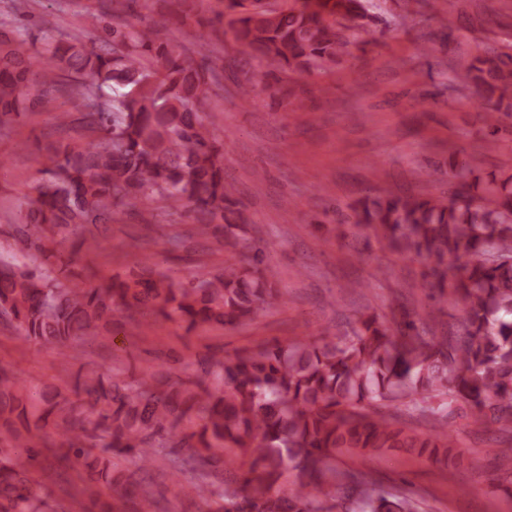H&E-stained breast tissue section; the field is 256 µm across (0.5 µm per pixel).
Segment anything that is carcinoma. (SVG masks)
Masks as SVG:
<instances>
[{
  "label": "carcinoma",
  "mask_w": 512,
  "mask_h": 512,
  "mask_svg": "<svg viewBox=\"0 0 512 512\" xmlns=\"http://www.w3.org/2000/svg\"><path fill=\"white\" fill-rule=\"evenodd\" d=\"M167 2L182 23L210 21L199 0ZM111 4L100 0L101 11L87 17L104 41L98 48L80 36L39 46L30 34L0 40L1 133L60 98L78 113H59L47 180L10 225L9 247L34 264L0 256V324L27 343L66 347L109 332L118 312L233 328L286 301L246 236L236 189L224 182V144L201 112L215 85L212 51L201 45L199 59L186 56L165 25L114 26L103 20ZM215 16L242 47L239 64L262 67L240 86L246 103L276 70L330 69L348 44L343 29L365 32L371 19L363 0H224ZM448 81L477 88L489 135L512 115V56L465 57ZM75 122L84 143L68 136ZM446 175L459 186L450 198L360 196L350 227L426 262L430 288L464 305L447 334L436 335L432 310L402 306L389 320L359 313L343 332L274 340L230 361L203 358L186 382L88 371L70 396L21 387L1 368L0 433L8 442L0 446V512H57L36 491L42 461L32 445L50 424L66 436L58 452L81 461L79 493L94 502L104 489L137 493L153 441L167 436L192 449V492L223 499L224 512H325L339 491L344 512H422L411 495L385 490L365 472L338 471L335 462L368 452L446 461L455 447L446 420L458 410L488 431L512 434V175L480 187L451 157ZM155 195L193 213L196 234L238 260L186 283L144 266L88 287L52 247L56 237L82 239ZM391 406L430 428L405 425ZM196 420L200 429L188 431ZM112 451L134 470L116 474ZM218 456L237 470L230 484L207 481ZM290 472L301 481L286 490Z\"/></svg>",
  "instance_id": "carcinoma-1"
}]
</instances>
